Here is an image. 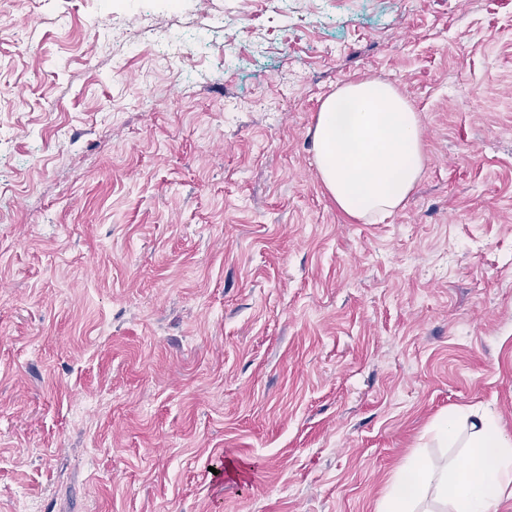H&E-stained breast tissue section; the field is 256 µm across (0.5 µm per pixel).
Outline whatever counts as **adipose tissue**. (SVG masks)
<instances>
[{"label":"adipose tissue","instance_id":"obj_1","mask_svg":"<svg viewBox=\"0 0 512 512\" xmlns=\"http://www.w3.org/2000/svg\"><path fill=\"white\" fill-rule=\"evenodd\" d=\"M420 121L388 83L349 82L321 104L311 132L319 180L348 217L373 221L414 190L424 166ZM471 451L451 473L413 457L400 463L380 512H418L427 487L449 512H499L512 497V437L491 417L471 421Z\"/></svg>","mask_w":512,"mask_h":512}]
</instances>
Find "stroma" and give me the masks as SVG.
<instances>
[{
  "label": "stroma",
  "instance_id": "1",
  "mask_svg": "<svg viewBox=\"0 0 512 512\" xmlns=\"http://www.w3.org/2000/svg\"><path fill=\"white\" fill-rule=\"evenodd\" d=\"M0 14V512H378L405 458L465 456L449 413L512 436V0ZM369 78L426 155L374 223L311 141Z\"/></svg>",
  "mask_w": 512,
  "mask_h": 512
}]
</instances>
